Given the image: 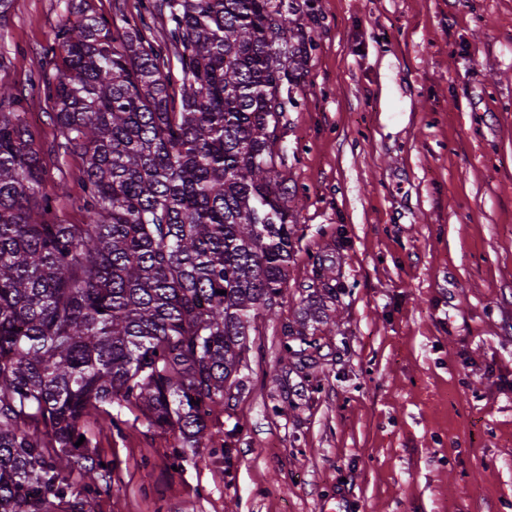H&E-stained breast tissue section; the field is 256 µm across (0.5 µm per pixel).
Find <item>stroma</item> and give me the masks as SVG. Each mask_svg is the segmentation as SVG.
Returning a JSON list of instances; mask_svg holds the SVG:
<instances>
[{
	"mask_svg": "<svg viewBox=\"0 0 512 512\" xmlns=\"http://www.w3.org/2000/svg\"><path fill=\"white\" fill-rule=\"evenodd\" d=\"M78 0H11L0 85L43 147L49 50ZM280 134L297 242L241 385L181 467L122 410L95 434L90 512H512V0H317ZM82 161H47L81 224ZM336 259V321L284 358L281 328Z\"/></svg>",
	"mask_w": 512,
	"mask_h": 512,
	"instance_id": "stroma-1",
	"label": "stroma"
}]
</instances>
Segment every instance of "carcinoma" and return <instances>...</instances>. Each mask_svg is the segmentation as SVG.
Instances as JSON below:
<instances>
[{"label":"carcinoma","mask_w":512,"mask_h":512,"mask_svg":"<svg viewBox=\"0 0 512 512\" xmlns=\"http://www.w3.org/2000/svg\"><path fill=\"white\" fill-rule=\"evenodd\" d=\"M140 2L118 28L80 0L57 34L49 152L81 158L85 223L55 220L42 144L0 112V512H86L109 490L110 463L76 445L91 408L100 431L135 408L178 437L174 461L198 455L256 318L286 290L296 229L278 131L316 0ZM312 281L336 302L330 257ZM321 313L282 326L284 356L317 347Z\"/></svg>","instance_id":"carcinoma-1"}]
</instances>
